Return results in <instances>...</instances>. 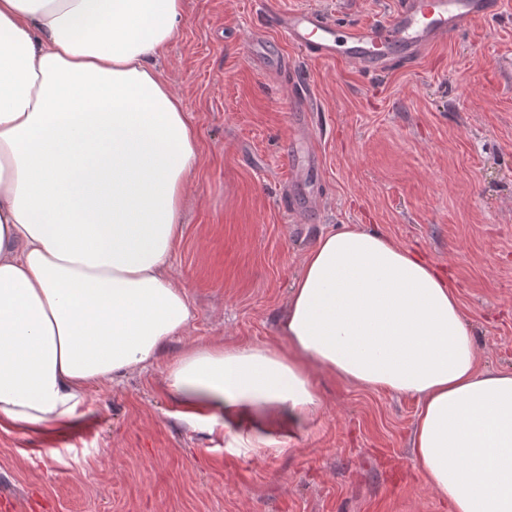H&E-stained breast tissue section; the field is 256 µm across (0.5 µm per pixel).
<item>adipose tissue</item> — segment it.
Returning a JSON list of instances; mask_svg holds the SVG:
<instances>
[{
	"label": "adipose tissue",
	"mask_w": 512,
	"mask_h": 512,
	"mask_svg": "<svg viewBox=\"0 0 512 512\" xmlns=\"http://www.w3.org/2000/svg\"><path fill=\"white\" fill-rule=\"evenodd\" d=\"M185 0H0V423L69 426L91 388L156 364L193 318L170 259L197 135L155 60ZM287 348L187 346L168 391L231 441L285 442L313 377L419 402L412 453L450 512H512V371L477 370L452 280L370 229L323 234Z\"/></svg>",
	"instance_id": "ef3b65f1"
}]
</instances>
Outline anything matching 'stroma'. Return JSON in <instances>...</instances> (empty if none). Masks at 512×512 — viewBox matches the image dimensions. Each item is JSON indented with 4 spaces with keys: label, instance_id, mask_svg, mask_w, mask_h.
Returning a JSON list of instances; mask_svg holds the SVG:
<instances>
[{
    "label": "stroma",
    "instance_id": "obj_1",
    "mask_svg": "<svg viewBox=\"0 0 512 512\" xmlns=\"http://www.w3.org/2000/svg\"><path fill=\"white\" fill-rule=\"evenodd\" d=\"M395 0H185L157 63L198 134L199 164L171 266L194 319L187 341L286 348L278 325L305 254L345 225L377 230L449 270L477 335L479 371H512V0L496 16L381 75L302 56L266 8L313 7L357 26ZM319 102L290 143L287 74ZM318 158L314 181L291 168ZM158 363L92 388L76 424L0 426V502L14 512H448L413 457L419 402L315 373L321 405L284 446L229 447L186 419Z\"/></svg>",
    "mask_w": 512,
    "mask_h": 512
}]
</instances>
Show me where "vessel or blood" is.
<instances>
[{"label": "vessel or blood", "instance_id": "b4317fda", "mask_svg": "<svg viewBox=\"0 0 512 512\" xmlns=\"http://www.w3.org/2000/svg\"><path fill=\"white\" fill-rule=\"evenodd\" d=\"M497 9L498 0H396L384 19L351 28L313 8L271 11L266 20L308 57L347 60L374 74L397 60L415 62L427 47L494 17ZM312 109L304 85H297L290 101L295 128Z\"/></svg>", "mask_w": 512, "mask_h": 512}]
</instances>
